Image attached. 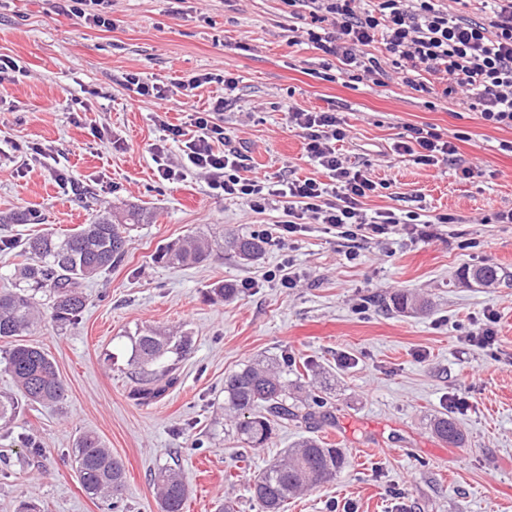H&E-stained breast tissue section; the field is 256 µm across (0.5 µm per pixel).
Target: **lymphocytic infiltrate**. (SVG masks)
<instances>
[{
	"label": "lymphocytic infiltrate",
	"mask_w": 512,
	"mask_h": 512,
	"mask_svg": "<svg viewBox=\"0 0 512 512\" xmlns=\"http://www.w3.org/2000/svg\"><path fill=\"white\" fill-rule=\"evenodd\" d=\"M293 17H309L302 36L328 55L324 70L334 79L357 82L380 73L372 52L381 45L395 73L415 90H423L422 75L446 80L445 94L462 88L470 94L481 118L512 128V0H491L490 14L479 22L454 12L470 0H285ZM226 99L217 97L210 109L192 114L193 135L172 125L173 140L183 141L184 162L176 169L157 167L159 177L174 180L185 171L208 175L209 187L225 198L246 203L254 212L266 209L272 198L284 203L286 218L274 230L279 237L299 232L306 224L336 229L351 242L395 233L399 226L417 224L418 212L391 209L368 213L363 201L377 189L368 170L347 165L336 151L347 136L346 122L333 112L289 109L288 123L299 130L310 161L326 171L328 182L288 176L276 181L245 175L240 149L233 146L214 115ZM394 151L420 165L455 162L457 148L438 133L412 129Z\"/></svg>",
	"instance_id": "f902f5d3"
}]
</instances>
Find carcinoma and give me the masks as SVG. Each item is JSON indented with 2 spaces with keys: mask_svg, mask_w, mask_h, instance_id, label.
I'll return each instance as SVG.
<instances>
[{
  "mask_svg": "<svg viewBox=\"0 0 512 512\" xmlns=\"http://www.w3.org/2000/svg\"><path fill=\"white\" fill-rule=\"evenodd\" d=\"M148 216L130 207L120 214L105 211L90 224L68 233L42 232L28 238L19 252L17 264L7 283L0 286V350L4 371L15 383L19 396L0 394V428H9L25 405H58L67 399V387L54 360L41 347L23 337L44 321L73 324L85 307L83 283L121 264L127 255L129 233ZM229 246L244 261H253L265 251L260 235L237 236L222 244L205 236H192L170 242L157 253L168 264L188 266L211 257L214 249ZM477 285L499 279L498 269L481 266L471 270ZM240 288L218 283L208 291L213 301L234 297ZM130 365L142 375L136 399L148 403L171 385L170 374L176 362L191 349L188 335L161 329L139 331L130 338ZM296 385L288 382L275 359L258 360L224 378V412L235 422L239 438L251 447L267 444L277 427L297 418L312 424L324 406L320 395L311 402L297 404ZM435 435L453 444L463 442L456 423L445 416L433 422ZM73 461L82 490L90 498L117 501L126 487L122 461L112 454L93 431L76 440ZM346 464L342 449L329 448L314 437H305L286 449L280 459L268 465L253 479L252 499L261 512H281L288 498L317 488L336 478ZM159 512H182L188 489L180 474L163 467L154 476Z\"/></svg>",
  "mask_w": 512,
  "mask_h": 512,
  "instance_id": "carcinoma-1",
  "label": "carcinoma"
}]
</instances>
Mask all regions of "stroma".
<instances>
[{"label": "stroma", "instance_id": "35a3bbf8", "mask_svg": "<svg viewBox=\"0 0 512 512\" xmlns=\"http://www.w3.org/2000/svg\"><path fill=\"white\" fill-rule=\"evenodd\" d=\"M112 29L66 12L62 0H0V55L25 74L0 80V215L37 212L36 224H0V240L21 243L51 229L69 232L97 214L132 206L150 213L130 234L125 261L88 283L76 323L44 324L29 340L55 361L68 398L23 407L0 431V512L22 504L40 512H111L81 489L72 463L77 437L96 432L122 459L126 491L115 511L158 512L153 475L178 460L188 497L182 512H261L248 486L279 452L314 436L344 450L336 479L289 499L284 512H512V224L484 216L512 208V129L470 110L443 86L418 92L394 72L354 85L321 79L323 55L296 42L299 19L283 0H111ZM230 71L238 85L224 109V131L252 172L326 180L310 161L287 111H336L348 124L340 151L381 187L368 212L419 210L427 221L361 242L320 224L269 241L251 263L232 255L186 268L159 264L165 244L190 234H264L284 220L281 202L253 213L209 189L205 174L162 180L164 151L180 166L168 126L189 128L172 109L180 77ZM168 86L169 100L134 101L127 74ZM87 101L82 112L64 98ZM456 139V165L423 166L393 153L409 128ZM476 165L465 179L461 167ZM66 174L73 188L58 179ZM452 213L454 224L435 223ZM291 258L297 284L266 274ZM493 264L508 275L483 288L464 269ZM240 283L233 299L212 303L221 281ZM432 306L426 316L397 312L395 294ZM494 342H469L487 311ZM159 327L189 334L176 382L151 404L133 397L130 338ZM287 359L289 380L310 385L307 369L336 378L316 428L281 427L272 443L238 442L224 414V377L262 357ZM448 415L463 445L440 440L435 417ZM35 440L40 454L26 450Z\"/></svg>", "mask_w": 512, "mask_h": 512}]
</instances>
